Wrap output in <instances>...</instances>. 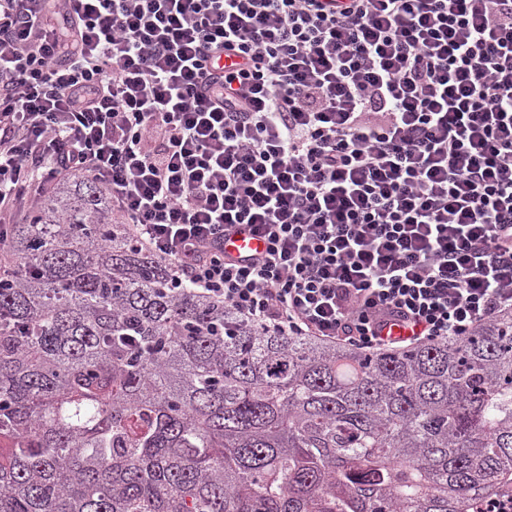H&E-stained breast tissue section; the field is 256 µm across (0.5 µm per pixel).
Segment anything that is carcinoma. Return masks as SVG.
<instances>
[{"label": "carcinoma", "mask_w": 512, "mask_h": 512, "mask_svg": "<svg viewBox=\"0 0 512 512\" xmlns=\"http://www.w3.org/2000/svg\"><path fill=\"white\" fill-rule=\"evenodd\" d=\"M0 260V512H476L512 477V314L368 353L245 325L80 177Z\"/></svg>", "instance_id": "cac0c4a2"}]
</instances>
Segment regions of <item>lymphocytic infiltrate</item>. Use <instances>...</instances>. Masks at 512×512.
<instances>
[{"instance_id":"1","label":"lymphocytic infiltrate","mask_w":512,"mask_h":512,"mask_svg":"<svg viewBox=\"0 0 512 512\" xmlns=\"http://www.w3.org/2000/svg\"><path fill=\"white\" fill-rule=\"evenodd\" d=\"M72 175L243 322L472 335L512 311V0H0V216ZM263 243L258 237L249 234H232L224 239V251L233 256L245 255L261 250Z\"/></svg>"}]
</instances>
